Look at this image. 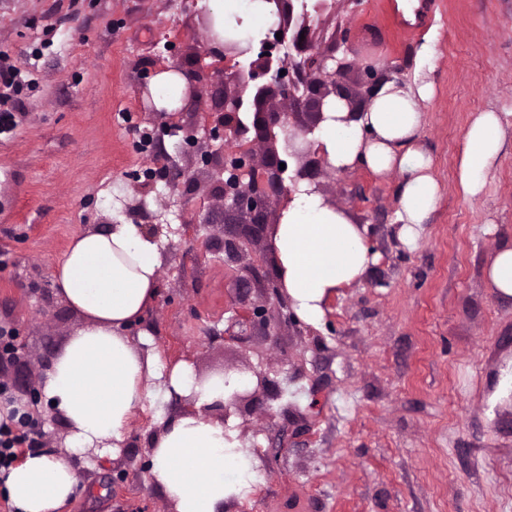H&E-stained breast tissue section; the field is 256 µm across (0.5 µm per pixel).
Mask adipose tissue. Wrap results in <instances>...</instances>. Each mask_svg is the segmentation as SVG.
<instances>
[{
	"mask_svg": "<svg viewBox=\"0 0 512 512\" xmlns=\"http://www.w3.org/2000/svg\"><path fill=\"white\" fill-rule=\"evenodd\" d=\"M215 44L263 37L276 9L270 0H199ZM433 49L424 45L412 81H389L361 112L332 99L313 136L327 163L343 172L367 166L374 174L398 173L394 222L409 247L436 210L441 189L433 158L421 143V106L434 94L429 78ZM188 82L175 69L160 70L151 93L160 110L180 106ZM507 124L500 113H477L464 132L456 165L466 199L481 197L505 149ZM272 244L292 307L305 323L318 324L336 289L358 282L374 258L365 230L345 212L298 184L282 210ZM163 265L161 240L143 225L101 224L73 238L54 273L58 292L81 320L38 382L40 399L66 426L63 453H27L0 472L17 512H59L82 484V467L117 457L136 413L150 414L153 434L147 480L162 489L174 512H224L229 500L249 494L259 478L254 454L234 422L213 417L214 405L252 388L255 376L232 371L199 375L188 361L166 362L148 332L129 336L157 297ZM182 401L170 414L160 403Z\"/></svg>",
	"mask_w": 512,
	"mask_h": 512,
	"instance_id": "1",
	"label": "adipose tissue"
}]
</instances>
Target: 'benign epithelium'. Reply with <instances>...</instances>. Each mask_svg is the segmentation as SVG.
I'll list each match as a JSON object with an SVG mask.
<instances>
[{
  "label": "benign epithelium",
  "instance_id": "benign-epithelium-1",
  "mask_svg": "<svg viewBox=\"0 0 512 512\" xmlns=\"http://www.w3.org/2000/svg\"><path fill=\"white\" fill-rule=\"evenodd\" d=\"M268 2L276 6L281 41L292 43L301 60L294 62L273 54L265 48L269 44L266 37L260 40L262 48L251 60L245 58L251 47L243 48L237 42H226L224 50L213 54L223 63L220 73L224 97L211 104V113L216 115L212 135L224 136L234 147L225 151L212 149L197 138L192 124L176 121L167 127L170 135L182 136L183 143L199 156L202 170L210 177L211 192L224 200V212L249 217L250 222L241 233L224 238L222 250L225 262L240 266L252 277L258 275L260 267L252 251L253 242L264 234L271 204L285 190L286 170L280 164L287 160L277 148L278 134L284 135L285 152L297 161L294 175L288 180L295 184L308 179L312 159L297 139L314 133L324 120L327 102L338 97L346 102L349 111L359 112L383 82L401 81L369 65L364 68L357 90L339 84L336 75L347 70L349 63L336 56L334 47L328 51L315 48L324 31L307 25V13L294 16V0ZM293 114L306 116V121L292 131L289 118ZM268 290L274 299L271 310L282 319L291 320L292 305L282 278L268 280ZM271 310L244 301L241 315L245 321L263 326ZM256 378L254 389L234 394L228 402L214 406V412L227 420L245 412L260 393L271 401L281 398L282 391L275 381L261 373Z\"/></svg>",
  "mask_w": 512,
  "mask_h": 512
}]
</instances>
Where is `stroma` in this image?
<instances>
[{"label":"stroma","mask_w":512,"mask_h":512,"mask_svg":"<svg viewBox=\"0 0 512 512\" xmlns=\"http://www.w3.org/2000/svg\"><path fill=\"white\" fill-rule=\"evenodd\" d=\"M309 24L345 31L317 47L346 58L337 80L351 89L369 64L412 79L433 42L421 141L442 196L416 247L392 222L398 176L321 165L313 181L364 227L373 263L325 302L320 324L239 325L235 301L268 294L258 279L241 287L238 267L207 248L238 217L207 185L185 198L131 179L168 159L197 167L143 84L210 64L190 0H0V54L26 74L17 125L0 134V328L47 368L80 324L53 278L74 236L112 221L158 229L166 259L141 327L162 358L203 375L261 372L283 392L236 419L262 478L228 512H512V300L486 280L512 238V148L476 200L455 176L472 117L512 113V0H334ZM149 427L135 418L124 452L84 470L87 493L62 512H170L143 469Z\"/></svg>","instance_id":"obj_1"}]
</instances>
